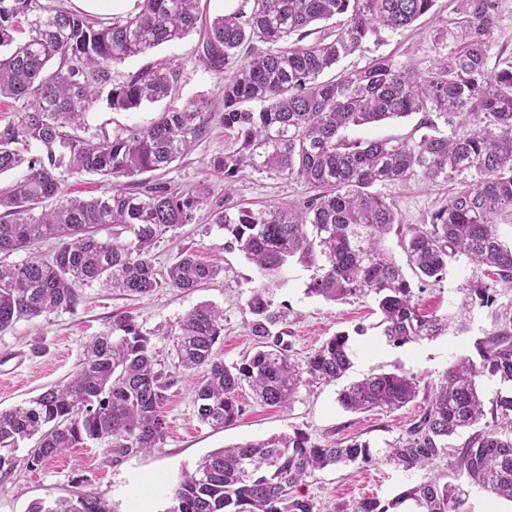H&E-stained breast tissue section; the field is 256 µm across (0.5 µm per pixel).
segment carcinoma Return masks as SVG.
<instances>
[{
    "instance_id": "obj_1",
    "label": "carcinoma",
    "mask_w": 512,
    "mask_h": 512,
    "mask_svg": "<svg viewBox=\"0 0 512 512\" xmlns=\"http://www.w3.org/2000/svg\"><path fill=\"white\" fill-rule=\"evenodd\" d=\"M436 0H244L199 24L200 0H140L135 14L108 24L55 0H0V99L12 100L16 120L0 128V174L23 175L0 192V254L58 240L50 255L0 261V332L20 320L76 311L77 285L99 283L132 297L164 288L194 291L222 268L183 252L159 271L152 250L167 234L196 224L200 214L224 231V249L238 250L260 275L247 307L252 350L226 364L214 346L224 335V310L202 303L179 321L145 331L137 316L118 315L86 346L71 378L26 404L0 410V482L19 467L44 461L88 441L106 452L162 447L161 409L175 376L158 368L154 335L171 338L178 366L204 371L196 387L197 419L213 428L235 424L238 391L287 409L301 384L332 383L353 367L350 336L326 340L304 363L292 360L284 331L290 309L273 308L295 260L317 268L306 294L339 301L371 295L380 338L395 347L466 331L475 307L512 288V245L496 222L512 216V57L489 67L491 37L501 0H453L454 18L437 28V43L454 48L421 70L392 56L319 77L361 51L382 30L396 31L429 13ZM329 31L306 43L318 21ZM454 29H448V25ZM198 31V61L218 75L217 103L188 102L112 137L88 134L87 116L99 103L114 112L140 109L176 91L183 67L149 62L114 76L126 60ZM422 114L417 139H350L343 131ZM465 128L443 135L438 121ZM220 125L232 145L213 158L224 194L205 185L179 189L160 176ZM306 186L299 198L254 211L234 201L246 170ZM110 182L93 199L67 198L62 184L74 174ZM454 186L426 224H405L395 200L377 190L412 179ZM112 228V237L99 236ZM400 236L412 285L383 246ZM127 234L122 240L120 236ZM486 267L460 311L425 314L420 294L440 281L452 262ZM478 358L462 355L425 398L419 418L387 445L383 456L367 442L315 443L295 431L220 448L185 472L172 489L168 512H315L297 491L313 472L338 465L373 466L383 460L410 472L446 455L448 480L426 478L386 503L356 500L352 512H464L469 489L512 502V391L485 407L479 384L512 385V303L494 314V328L475 341ZM418 395V381L400 373L370 374L342 388L347 411L400 409ZM468 431L456 447L448 438ZM34 447L19 457L20 444ZM29 512H112L93 492L34 502Z\"/></svg>"
}]
</instances>
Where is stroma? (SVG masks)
I'll use <instances>...</instances> for the list:
<instances>
[{
	"mask_svg": "<svg viewBox=\"0 0 512 512\" xmlns=\"http://www.w3.org/2000/svg\"><path fill=\"white\" fill-rule=\"evenodd\" d=\"M435 28L434 20L425 16L409 29L381 32L368 42L366 53L349 56L341 65L348 69L361 67L368 58L385 55L415 63L423 70L430 68L452 47L448 41L434 44ZM197 48L198 36L193 33L158 47L148 58L129 59L119 70H135L148 59L180 62L184 70L175 106L192 100H210L217 92V78L197 61ZM164 107L160 101L135 112H113L98 105L89 114L88 122L92 131L115 134L149 122ZM229 142L223 128L214 127L207 141L163 169L162 177L181 186L205 183L216 193H223L224 181L211 162ZM382 191L396 200L404 223L422 224L427 222L436 203L449 194L450 187L441 182L413 180L383 186ZM301 192L297 183L251 170L237 184L238 199L255 210L298 197ZM184 251L222 267L223 275L192 292L164 290L140 298L96 284L82 285L78 288L82 301L76 312L22 320L0 333V409L24 404L51 386L67 381L77 370L89 340L107 330L115 315L127 311L137 315L144 330L153 332L157 357L170 371L175 362L172 343L157 335V327L176 323L198 304H214L224 311V336L216 344V352L225 363L239 362L252 346L248 334L251 315L246 302L251 283L259 279L258 272L239 252L225 251L223 231L207 223L180 227L173 237L158 243L153 250L156 267L167 268ZM315 273V268L290 263L285 271L287 285L273 295L275 307L292 311L285 325V340L292 359L301 363L329 337L340 332L350 334L352 343L360 348L347 375L351 381L371 373L402 372L415 376L420 389H427L438 383L457 356L474 355V340L491 332L494 325L492 308H477L461 336L444 335L394 347L378 338V317L373 312L372 297L333 302L306 295V286ZM481 276V271L472 265L451 263L442 281L421 294V308L438 316L455 311L471 282ZM177 379L162 408L166 425L163 448L119 456L106 453L103 445L87 443L63 452L37 469L18 468L9 480L0 482V512H28L35 500L68 497L84 491L100 495L111 505L112 512H167L171 486L183 472L193 469L214 450L297 430L317 443L359 440L382 452L388 442L401 436L417 419L424 406L418 398L395 411L348 412L337 402L343 387L338 381L300 386L290 408L282 410L256 403L251 391L245 388L238 394L243 411L236 424L215 429L196 418L197 375L181 372ZM447 473L448 461L444 458L410 476L386 463L367 468L352 465L314 472L299 493L312 500L317 512H330L334 504L349 506L361 497L373 496L386 502L423 477L443 478Z\"/></svg>",
	"mask_w": 512,
	"mask_h": 512,
	"instance_id": "35a3bbf8",
	"label": "stroma"
}]
</instances>
